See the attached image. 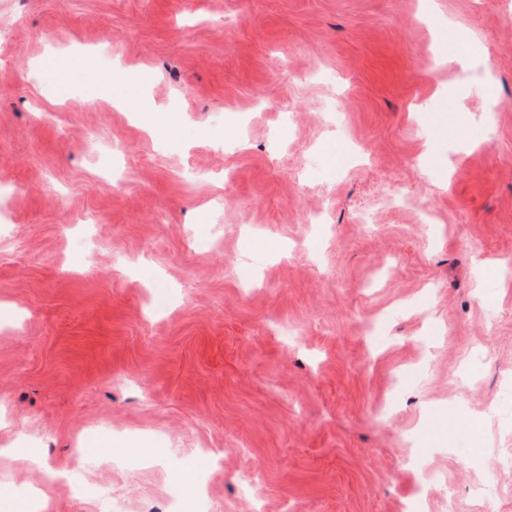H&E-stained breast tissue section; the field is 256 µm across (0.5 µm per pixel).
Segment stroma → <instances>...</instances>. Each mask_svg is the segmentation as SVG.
I'll use <instances>...</instances> for the list:
<instances>
[{
    "label": "stroma",
    "mask_w": 512,
    "mask_h": 512,
    "mask_svg": "<svg viewBox=\"0 0 512 512\" xmlns=\"http://www.w3.org/2000/svg\"><path fill=\"white\" fill-rule=\"evenodd\" d=\"M0 302L43 512H512V0H0Z\"/></svg>",
    "instance_id": "stroma-1"
}]
</instances>
